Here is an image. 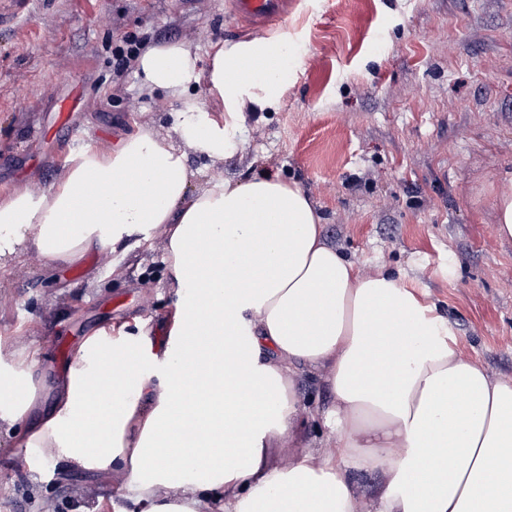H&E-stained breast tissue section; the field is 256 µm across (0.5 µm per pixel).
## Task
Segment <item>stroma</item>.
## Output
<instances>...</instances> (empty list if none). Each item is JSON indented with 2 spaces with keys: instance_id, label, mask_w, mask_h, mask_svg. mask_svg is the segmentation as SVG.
I'll list each match as a JSON object with an SVG mask.
<instances>
[{
  "instance_id": "1",
  "label": "stroma",
  "mask_w": 512,
  "mask_h": 512,
  "mask_svg": "<svg viewBox=\"0 0 512 512\" xmlns=\"http://www.w3.org/2000/svg\"><path fill=\"white\" fill-rule=\"evenodd\" d=\"M289 86L275 112L250 114L242 145L218 161L188 150L197 187L262 171L297 183L326 241L365 274L384 270L437 306L457 347L512 382V239L495 231V197L512 186V0H288ZM250 32L228 0H0V195L50 187L71 158L70 131L105 147L145 116L177 140L167 95L141 92L123 39L180 42L200 56ZM75 101L58 126L63 101ZM162 242L54 266L29 250L0 261V335L35 339V376L53 400L99 329L139 322L164 344L173 308ZM304 445L321 449L331 401L322 373L300 375ZM0 438V512H113L126 490L44 467L29 476Z\"/></svg>"
}]
</instances>
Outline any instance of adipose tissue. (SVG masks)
I'll return each mask as SVG.
<instances>
[{
  "mask_svg": "<svg viewBox=\"0 0 512 512\" xmlns=\"http://www.w3.org/2000/svg\"><path fill=\"white\" fill-rule=\"evenodd\" d=\"M289 42L284 30L226 43L205 65L182 43L142 51V90L180 103L179 143L142 122L71 157L41 194L0 199V258L32 249L72 262L159 236L176 294L164 349L143 331L100 329L48 407L39 348L0 336V431L15 463L118 478L145 512H512V383L463 358L434 306L397 278L360 274L298 184L259 173L192 187L186 148L224 159L246 113L278 111ZM200 84L213 106L192 97ZM111 360L122 371L91 401ZM306 368L326 372L331 436L283 466ZM357 472L379 478L368 497Z\"/></svg>",
  "mask_w": 512,
  "mask_h": 512,
  "instance_id": "adipose-tissue-1",
  "label": "adipose tissue"
}]
</instances>
